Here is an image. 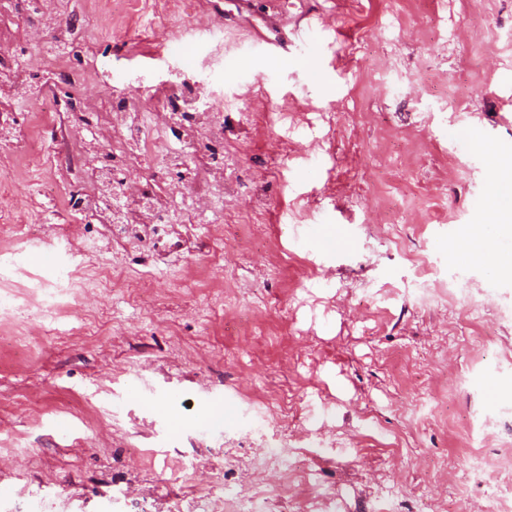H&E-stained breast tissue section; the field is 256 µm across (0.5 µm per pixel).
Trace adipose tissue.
Returning <instances> with one entry per match:
<instances>
[{
  "label": "adipose tissue",
  "mask_w": 512,
  "mask_h": 512,
  "mask_svg": "<svg viewBox=\"0 0 512 512\" xmlns=\"http://www.w3.org/2000/svg\"><path fill=\"white\" fill-rule=\"evenodd\" d=\"M483 151L492 159V184L484 221L469 227L449 260L459 258L493 269L502 278H512V254L494 243L497 232L512 231V161H504L494 144L486 143Z\"/></svg>",
  "instance_id": "adipose-tissue-1"
}]
</instances>
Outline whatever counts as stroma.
Returning <instances> with one entry per match:
<instances>
[{
  "mask_svg": "<svg viewBox=\"0 0 512 512\" xmlns=\"http://www.w3.org/2000/svg\"><path fill=\"white\" fill-rule=\"evenodd\" d=\"M133 2L45 30L0 0V85L40 89L0 101V512H200L236 483L273 512H499L512 471L471 460L512 452V280L448 253L492 177L463 145L512 154V0ZM329 13L292 55L242 65L253 28ZM70 25L85 36L56 54ZM178 77L217 101L209 121L167 128ZM121 97L175 158L119 136ZM97 169L146 197L139 223L87 214ZM186 194L219 223L171 214ZM211 392L232 417L201 427ZM281 443L293 471L261 470Z\"/></svg>",
  "mask_w": 512,
  "mask_h": 512,
  "instance_id": "35a3bbf8",
  "label": "stroma"
}]
</instances>
